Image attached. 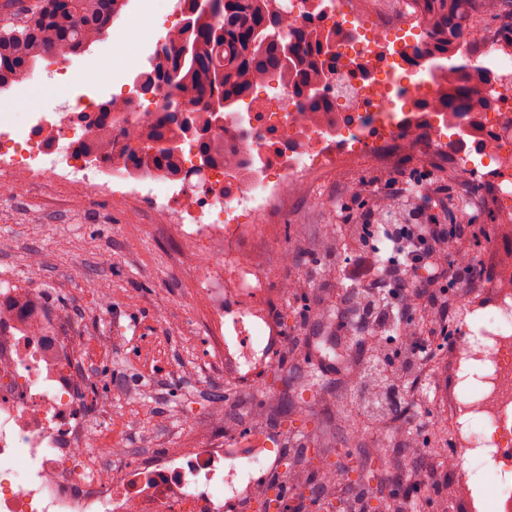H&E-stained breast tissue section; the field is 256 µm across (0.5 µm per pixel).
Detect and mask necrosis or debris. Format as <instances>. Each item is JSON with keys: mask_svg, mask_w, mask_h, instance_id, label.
Wrapping results in <instances>:
<instances>
[{"mask_svg": "<svg viewBox=\"0 0 512 512\" xmlns=\"http://www.w3.org/2000/svg\"><path fill=\"white\" fill-rule=\"evenodd\" d=\"M328 22L339 34L341 61L333 77L336 109L315 117L258 104L259 168L222 194L224 171L205 175L185 203L173 181L134 177L111 159L78 165L75 148L90 133L108 93L86 89L37 117L31 128L0 125V172H50L61 181L91 183L121 199H149L169 230L196 247L195 274L220 323L215 342L236 375L267 362L277 329L260 301L269 269L258 266L245 241L258 236L260 217L283 208L311 175L366 155L420 147L456 161L473 147L494 162L499 197L512 200V117L504 112H417L413 101L436 100L442 71L428 60L394 61L385 35L367 27L364 0H333ZM448 344L445 381L432 397L446 415L451 445L427 439L411 417L374 433L390 448L403 442L439 456L457 489L449 512H512V265L498 264L483 296L469 303ZM49 302L30 288L0 291V512H251L244 484L264 469L268 454L226 460L220 446L154 454L134 472L122 461L123 441L102 444L87 402L109 407L108 393H89L80 344L59 336Z\"/></svg>", "mask_w": 512, "mask_h": 512, "instance_id": "4bbe7bcc", "label": "necrosis or debris"}]
</instances>
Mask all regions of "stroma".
Listing matches in <instances>:
<instances>
[{"label": "stroma", "mask_w": 512, "mask_h": 512, "mask_svg": "<svg viewBox=\"0 0 512 512\" xmlns=\"http://www.w3.org/2000/svg\"><path fill=\"white\" fill-rule=\"evenodd\" d=\"M175 2L129 0L119 30L72 58L67 72L87 74V63L94 60L90 86L116 93L132 84L139 70L148 69L150 48L180 22ZM490 33L512 42V0H500L493 16L472 0L463 33L472 56H480ZM45 68L37 64L41 81L16 96L6 119L20 121L29 111L62 102V95L49 91ZM375 196L394 202L383 215L388 224L466 223L454 249L470 254L472 264L462 276L467 286L453 304L452 321H459L464 301L482 295L495 263L512 257V231L502 228L504 208L483 174H465L461 166L436 161L423 150L402 152L385 170L364 157L320 172L273 216L277 231L252 246L258 261L271 269L266 299L283 337L270 345L267 366L248 383L226 376L220 357L207 356L215 327L192 273L195 257L151 205L104 197L94 187L50 176L11 184L0 191V239L6 244L0 282L36 289L50 299L61 326L82 343L96 387L112 394V422L104 434L126 439L137 458L156 449L203 447L223 438L227 420L234 424L232 446L240 458L265 447L293 458L316 432L332 441V460L359 458L365 444H350L348 430L336 426L335 375H322V390L310 397L313 415L289 411V402L298 398L292 380L310 367L291 347L294 326L303 325L314 354L335 359V303L344 288L334 271L346 252L332 227L364 223L362 203ZM284 249L293 257L287 266L278 263ZM285 282L293 286L286 297L278 290ZM102 287L112 291L106 308L97 299ZM304 457V470H311L316 451Z\"/></svg>", "instance_id": "35a3bbf8"}]
</instances>
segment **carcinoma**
<instances>
[{"instance_id": "cac0c4a2", "label": "carcinoma", "mask_w": 512, "mask_h": 512, "mask_svg": "<svg viewBox=\"0 0 512 512\" xmlns=\"http://www.w3.org/2000/svg\"><path fill=\"white\" fill-rule=\"evenodd\" d=\"M305 15V22L291 15L288 0H222L219 11L197 12L191 23L165 37L151 69L137 74L144 85L155 87L169 75L175 76L176 95L193 105L192 124L198 133L186 139V125L165 110L135 131L137 149L120 146L110 138H100L80 146L85 157H98L99 150L117 156L131 175H147L190 185L202 175L195 166L185 167V156L195 155L207 167L224 166L225 182L240 178L239 163L224 155V132L208 137L215 116L206 101H224L229 117H241L240 106L254 111L258 89L275 80H291L290 92L298 112H325L333 107L328 72L336 69V57L328 47L336 43V29L327 23V4ZM128 0H33L25 10L0 19V92L26 80L46 56L68 57L86 52L112 28ZM424 19L422 39L412 45L410 61L430 53L442 62L454 61L461 47L464 22L470 0H415ZM281 28L284 40L292 43L288 57H282L275 42L265 41L273 27ZM192 45L195 63L181 64L176 44ZM448 91L435 101L436 112H473L478 103L492 97L494 79L470 59L448 68ZM179 143V151L163 148Z\"/></svg>"}]
</instances>
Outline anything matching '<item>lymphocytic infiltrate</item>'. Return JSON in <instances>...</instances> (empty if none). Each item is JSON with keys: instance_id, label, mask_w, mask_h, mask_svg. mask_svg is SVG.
<instances>
[{"instance_id": "f902f5d3", "label": "lymphocytic infiltrate", "mask_w": 512, "mask_h": 512, "mask_svg": "<svg viewBox=\"0 0 512 512\" xmlns=\"http://www.w3.org/2000/svg\"><path fill=\"white\" fill-rule=\"evenodd\" d=\"M462 231L459 224H402L396 232L411 245L402 268L386 266L373 248L356 249L345 261L348 302L357 309L354 328L362 339L356 355L326 369L335 373L337 394L345 405L360 404L375 430L390 427L403 405L423 408L418 383H437L439 356L433 346L448 335V308L458 295L447 283L441 259ZM383 325L392 330L405 325L410 334L390 338L380 334ZM441 474L434 457L407 470V490L391 495L386 512H413L414 495L432 490L438 493L430 502L433 512H448Z\"/></svg>"}]
</instances>
